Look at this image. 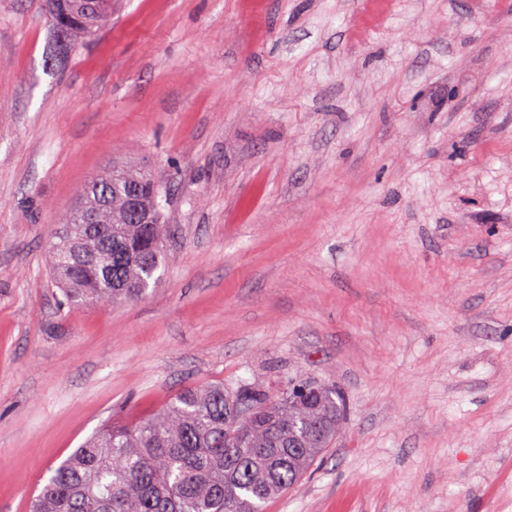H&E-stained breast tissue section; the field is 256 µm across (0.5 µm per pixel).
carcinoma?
<instances>
[{"mask_svg": "<svg viewBox=\"0 0 512 512\" xmlns=\"http://www.w3.org/2000/svg\"><path fill=\"white\" fill-rule=\"evenodd\" d=\"M62 47L112 23V0H46ZM163 187L121 165L79 192L50 242L64 304L141 297L163 266ZM135 192L157 223H124ZM344 423L336 389L279 375L187 386L148 418L105 424L54 470L30 512H262L307 472Z\"/></svg>", "mask_w": 512, "mask_h": 512, "instance_id": "carcinoma-1", "label": "carcinoma"}]
</instances>
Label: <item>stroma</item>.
<instances>
[{
    "instance_id": "1",
    "label": "stroma",
    "mask_w": 512,
    "mask_h": 512,
    "mask_svg": "<svg viewBox=\"0 0 512 512\" xmlns=\"http://www.w3.org/2000/svg\"><path fill=\"white\" fill-rule=\"evenodd\" d=\"M57 49L0 0V512L277 371L346 421L266 512H512V0H115ZM115 164L166 186L165 271L63 307L48 240Z\"/></svg>"
}]
</instances>
